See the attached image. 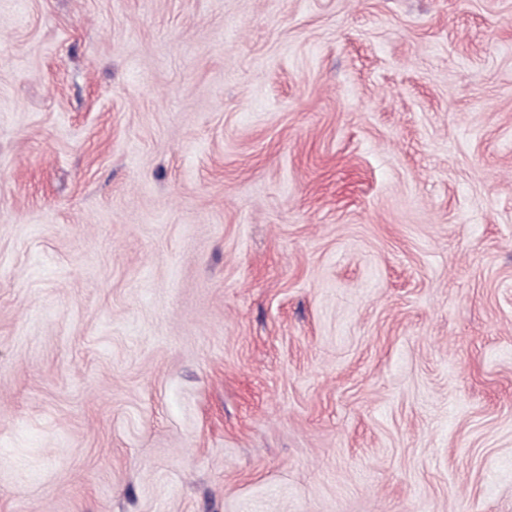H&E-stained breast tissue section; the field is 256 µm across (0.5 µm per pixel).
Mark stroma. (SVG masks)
<instances>
[{"instance_id": "obj_1", "label": "stroma", "mask_w": 512, "mask_h": 512, "mask_svg": "<svg viewBox=\"0 0 512 512\" xmlns=\"http://www.w3.org/2000/svg\"><path fill=\"white\" fill-rule=\"evenodd\" d=\"M0 512H512V0H0Z\"/></svg>"}]
</instances>
